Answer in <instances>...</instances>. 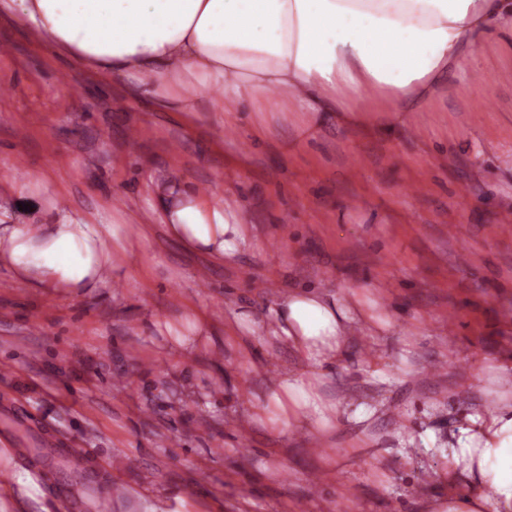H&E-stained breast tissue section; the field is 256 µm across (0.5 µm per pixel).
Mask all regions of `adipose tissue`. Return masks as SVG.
Here are the masks:
<instances>
[{
  "label": "adipose tissue",
  "mask_w": 512,
  "mask_h": 512,
  "mask_svg": "<svg viewBox=\"0 0 512 512\" xmlns=\"http://www.w3.org/2000/svg\"><path fill=\"white\" fill-rule=\"evenodd\" d=\"M0 18L187 120L197 95L227 115L275 92L305 111L308 126L333 116L378 128L408 123L449 77L476 88L478 43L512 35V0H0ZM154 206L166 234L195 253L221 260L248 243L235 203L169 182ZM55 212L52 224L0 221V268L67 297L125 279L144 230L95 224L60 204ZM355 320L346 301L322 289L280 293L268 332L307 366L281 372L251 416L273 406L282 414L278 433L327 428L339 407L321 394L318 368L336 359ZM463 420L448 445V475L468 496L449 500L448 512H512V399Z\"/></svg>",
  "instance_id": "1"
}]
</instances>
